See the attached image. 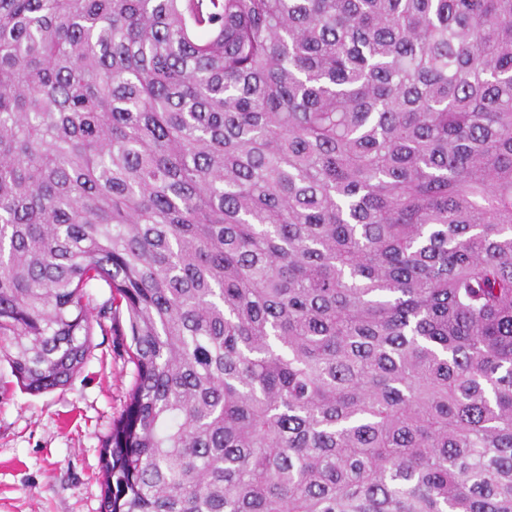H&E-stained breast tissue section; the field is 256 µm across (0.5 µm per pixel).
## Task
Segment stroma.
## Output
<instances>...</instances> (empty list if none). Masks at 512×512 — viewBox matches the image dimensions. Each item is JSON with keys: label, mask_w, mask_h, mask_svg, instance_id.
I'll return each mask as SVG.
<instances>
[{"label": "stroma", "mask_w": 512, "mask_h": 512, "mask_svg": "<svg viewBox=\"0 0 512 512\" xmlns=\"http://www.w3.org/2000/svg\"><path fill=\"white\" fill-rule=\"evenodd\" d=\"M135 382L128 346L93 323L71 381L31 395L0 356V512H101L102 447Z\"/></svg>", "instance_id": "1"}]
</instances>
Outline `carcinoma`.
Segmentation results:
<instances>
[{
    "label": "carcinoma",
    "instance_id": "1",
    "mask_svg": "<svg viewBox=\"0 0 512 512\" xmlns=\"http://www.w3.org/2000/svg\"><path fill=\"white\" fill-rule=\"evenodd\" d=\"M95 316L101 512H512V0H0L20 389Z\"/></svg>",
    "mask_w": 512,
    "mask_h": 512
}]
</instances>
